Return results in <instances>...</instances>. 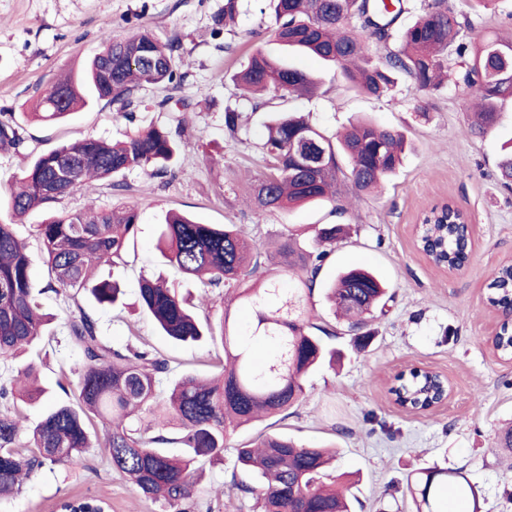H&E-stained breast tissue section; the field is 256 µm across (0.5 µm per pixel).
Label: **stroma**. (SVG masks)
<instances>
[{"label":"stroma","mask_w":512,"mask_h":512,"mask_svg":"<svg viewBox=\"0 0 512 512\" xmlns=\"http://www.w3.org/2000/svg\"><path fill=\"white\" fill-rule=\"evenodd\" d=\"M223 11L224 0H0V120L12 121L22 139L17 148L0 149L1 197L36 156L89 136L117 141L157 125L188 143L165 175L133 170L123 177L126 190L97 182L19 220L17 232L26 238L53 211L124 204L139 214L124 264L96 271L118 282L125 306L84 296L71 304L51 292L41 296L52 321L45 336L12 362L16 368L34 364L41 385L50 390L45 405L27 409V426L41 420L46 405L62 400L60 383L76 378L81 357L67 340L66 324L81 310L114 348L147 342L150 351L169 360L171 378L219 371L222 347L171 342L136 303L144 276H162L196 300L200 293L157 248L167 213H187L203 224L242 225L260 245L291 235L303 239L312 225L342 222L355 232L324 262L307 300L313 318L335 323L332 343L341 352L340 363L308 377L294 414L269 417L231 435L223 461L204 465L188 512H253V498L232 485L236 450L271 433L306 447L335 445L333 475L359 476L352 488L354 512H413L401 487L410 475L434 466L461 471L477 492L480 512H512V449L503 444L512 427V360L495 354L488 341L502 319L487 302L493 275L512 262V189L502 185L497 168L503 147L512 144V108L492 133L470 135L465 89L444 87L425 95L402 78L388 97L365 96L350 89L334 65L288 51L271 37L270 0H238L237 24L229 30L214 22ZM144 29L159 41L180 43L177 89L142 90L130 121L102 102L63 122L31 118L37 99L61 76L79 71L107 35ZM258 50L317 77V94L260 102L239 98L232 76ZM229 103L248 119L246 131L234 136L224 127ZM421 103L427 107L423 115L416 110ZM276 112L309 115L329 136L368 117L402 131L409 149L381 190L344 216H336L326 201L286 212L257 210L245 198L252 177L266 170L258 143ZM445 202L472 225L467 258L452 273L430 262L416 234L423 214ZM352 266L373 270L391 295L384 314L370 324L373 341L361 350L346 323L335 321L324 296L334 275ZM412 367L447 377L443 405L410 412L390 400V380ZM87 498L106 502L111 512H161L113 469L101 447L86 449L68 465H45L20 495L0 499V512H60L63 500Z\"/></svg>","instance_id":"stroma-1"}]
</instances>
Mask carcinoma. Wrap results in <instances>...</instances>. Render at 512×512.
Segmentation results:
<instances>
[{
    "mask_svg": "<svg viewBox=\"0 0 512 512\" xmlns=\"http://www.w3.org/2000/svg\"><path fill=\"white\" fill-rule=\"evenodd\" d=\"M273 37L290 50L312 54L334 64L353 90L370 96L389 95L397 76L405 75L419 92L445 85L469 90L468 131L484 136L502 121L512 104V36L472 40L467 15L448 0H272ZM413 21L400 26L405 13ZM394 44L384 58L370 41ZM179 44L162 43L143 30L113 37L77 75L57 81L35 105L33 115L62 120L80 108L107 99L133 118L136 93L151 86L176 84ZM239 96L263 92L274 97L306 95L317 86L310 73L290 67L258 50L235 76ZM224 126L241 129V112L224 107ZM20 144L17 129L0 121V146ZM404 134L371 120H360L333 139L302 116L279 115L265 125L261 149L269 171L250 185L247 203L265 211H285L319 201L333 203V213L349 211L361 195L378 189L402 163ZM180 152L171 131L162 126L136 130L125 141L110 143L85 138L62 145L32 161L7 194V215L0 218V362L43 335L48 323L40 296L61 289L67 300L89 294L100 305L117 306L121 290L108 280L93 279L103 265L124 262L128 242L137 232L138 212L127 206L61 213L34 226L40 244L34 255L15 228V219L48 206L89 181H104L123 191L116 180L133 169L168 173ZM347 168H342L340 160ZM438 221L422 225L419 245L428 246L434 262L458 266L465 247V225ZM348 235L345 224L315 227L310 248L295 238L274 250L262 249L236 224H201L173 214L161 225L157 247L184 275L199 280L204 293L215 288L235 292L250 307L244 325L230 321L229 310L218 321L200 320L163 277H144L138 303L161 332L176 343H220L224 365L213 377L185 373L169 390L162 388L169 361L147 351L113 348L99 336L96 322L85 312L69 320L70 343L82 355L75 385L67 400L51 409L32 428L25 425L22 406L47 394L29 364L0 384V496L20 492L24 480L45 464H65L92 447L97 418L108 427L105 448L112 468L122 473L147 500L163 512H186L193 497L198 463L224 456L227 437L262 418L288 412L305 395L308 375L336 363L338 352L327 343L336 328L312 321L304 302L324 261ZM42 261L52 278L39 287L34 267ZM277 262L286 276H267ZM333 314L368 343V323L384 310L387 291L372 271L345 269L326 288ZM493 307L512 305V264L500 268L488 286ZM495 347L512 356V330L503 325ZM268 348L259 359V347ZM430 386L424 373L410 372L398 382L409 402L420 403ZM154 416L153 429L141 428V416ZM26 440L29 454L17 452ZM182 448L179 455L164 451ZM335 451L304 447L292 439L269 434L236 449L235 467L257 476L258 485H233L255 499L257 512H351L353 482L342 474L327 483ZM454 483L458 494L475 491L455 472L431 469L407 481L408 491L420 487L415 512H441L440 489Z\"/></svg>",
    "mask_w": 512,
    "mask_h": 512,
    "instance_id": "1",
    "label": "carcinoma"
}]
</instances>
